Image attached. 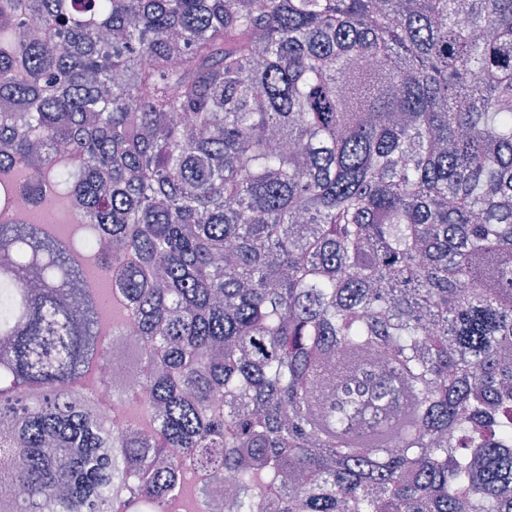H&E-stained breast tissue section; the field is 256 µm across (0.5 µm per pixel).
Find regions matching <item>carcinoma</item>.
Here are the masks:
<instances>
[{
	"mask_svg": "<svg viewBox=\"0 0 512 512\" xmlns=\"http://www.w3.org/2000/svg\"><path fill=\"white\" fill-rule=\"evenodd\" d=\"M2 44L0 208L112 248L0 219V512L195 468L225 512H512V0H0ZM112 294L150 437L86 392Z\"/></svg>",
	"mask_w": 512,
	"mask_h": 512,
	"instance_id": "carcinoma-1",
	"label": "carcinoma"
}]
</instances>
